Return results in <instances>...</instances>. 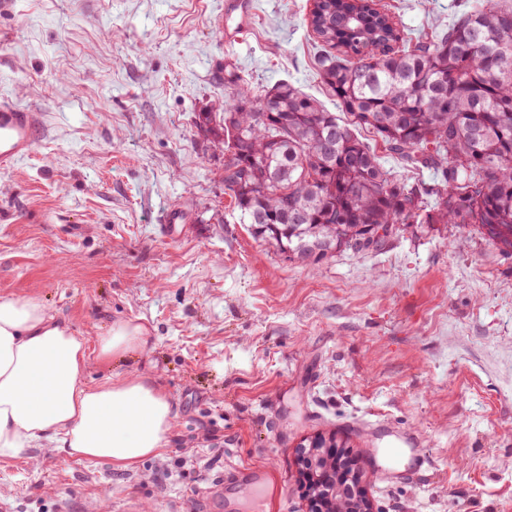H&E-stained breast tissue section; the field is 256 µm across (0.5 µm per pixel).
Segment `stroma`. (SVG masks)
<instances>
[{"instance_id": "obj_1", "label": "stroma", "mask_w": 512, "mask_h": 512, "mask_svg": "<svg viewBox=\"0 0 512 512\" xmlns=\"http://www.w3.org/2000/svg\"><path fill=\"white\" fill-rule=\"evenodd\" d=\"M225 45L224 0H12L0 12V96L37 110L31 155L0 167V297H37L79 336L143 325L122 361L86 379L156 377L175 416L135 466L33 447L0 458L5 512H228L235 469H273L275 498L241 512H305L296 457L338 431L375 512H512V254L475 227L398 231L378 252L314 266L252 237L224 189V147L198 115L286 81L336 101L316 71L312 0H256ZM408 44L466 0H378ZM192 229L162 236L167 210ZM414 432L430 469L384 478L373 424Z\"/></svg>"}]
</instances>
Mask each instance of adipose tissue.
I'll use <instances>...</instances> for the list:
<instances>
[{"instance_id": "obj_1", "label": "adipose tissue", "mask_w": 512, "mask_h": 512, "mask_svg": "<svg viewBox=\"0 0 512 512\" xmlns=\"http://www.w3.org/2000/svg\"><path fill=\"white\" fill-rule=\"evenodd\" d=\"M144 342L142 326L118 322L98 337L97 356L121 359ZM88 352L38 298H0V458L48 443L129 467L161 452L175 426L167 396L144 375L87 382Z\"/></svg>"}]
</instances>
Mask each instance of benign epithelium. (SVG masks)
I'll return each instance as SVG.
<instances>
[{
    "mask_svg": "<svg viewBox=\"0 0 512 512\" xmlns=\"http://www.w3.org/2000/svg\"><path fill=\"white\" fill-rule=\"evenodd\" d=\"M307 512H374L348 448H304L298 456Z\"/></svg>",
    "mask_w": 512,
    "mask_h": 512,
    "instance_id": "benign-epithelium-1",
    "label": "benign epithelium"
}]
</instances>
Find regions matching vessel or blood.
Returning a JSON list of instances; mask_svg holds the SVG:
<instances>
[{
    "label": "vessel or blood",
    "mask_w": 512,
    "mask_h": 512,
    "mask_svg": "<svg viewBox=\"0 0 512 512\" xmlns=\"http://www.w3.org/2000/svg\"><path fill=\"white\" fill-rule=\"evenodd\" d=\"M256 0H224V28L222 35L225 44H239L246 40L253 29L256 16ZM39 114L32 109L17 105L8 98L0 99V165L15 164L26 158L32 151ZM189 226L180 208L167 211L164 233L172 240L187 235ZM375 430L392 442L384 449L383 475L393 477L404 472L405 460L425 461V454L418 447L415 434L396 431L384 424L376 425Z\"/></svg>",
    "instance_id": "1"
}]
</instances>
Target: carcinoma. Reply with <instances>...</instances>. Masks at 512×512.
<instances>
[{"label": "carcinoma", "instance_id": "cac0c4a2", "mask_svg": "<svg viewBox=\"0 0 512 512\" xmlns=\"http://www.w3.org/2000/svg\"><path fill=\"white\" fill-rule=\"evenodd\" d=\"M306 23L346 119L291 83L257 96L230 63V102L202 116L252 235L303 265L381 250L388 224H473L512 252V3L484 0L412 47L372 0H317ZM363 128L435 184L394 176Z\"/></svg>", "mask_w": 512, "mask_h": 512}]
</instances>
